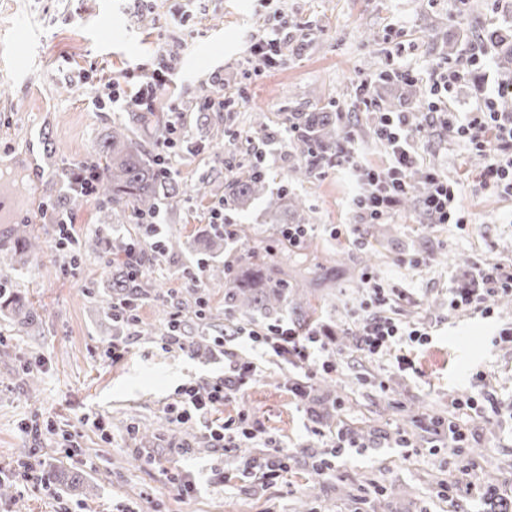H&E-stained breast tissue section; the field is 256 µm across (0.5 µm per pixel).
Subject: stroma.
I'll list each match as a JSON object with an SVG mask.
<instances>
[{
  "label": "stroma",
  "mask_w": 512,
  "mask_h": 512,
  "mask_svg": "<svg viewBox=\"0 0 512 512\" xmlns=\"http://www.w3.org/2000/svg\"><path fill=\"white\" fill-rule=\"evenodd\" d=\"M180 17V29L168 25ZM287 22L291 51L277 68L247 76L249 35ZM512 28V0H0V170L24 179L21 198L7 201L9 222L31 224L45 241L43 253L0 266V283L25 297L38 313V328L22 332L0 316V468L35 461L81 475L91 491L70 496L37 481L10 480L0 512H489L486 500L447 498L442 484L468 468L481 485L512 496V343L492 346L493 334L512 328V297H492L491 317L452 311L453 288H474L478 260L512 265V195L478 184L479 159L462 143L429 129L417 141L424 167L457 182L463 223L430 224L421 210L398 205L383 224L360 226L357 176L328 166L312 177L294 176L297 144L288 118L322 108L350 131L363 165L379 168L384 146L371 129L373 113L389 109L424 117L414 101H400L394 84H376L362 99L360 79L408 63L444 64L481 44L485 26ZM175 59L172 98L163 100L159 127L143 126L122 103H97L92 85L154 69L155 49ZM241 93L231 111L203 113L200 99L213 77ZM497 65L477 72L456 93L455 107L469 112L501 83ZM264 128L246 141L255 119ZM123 123L149 154L169 125L181 138L168 155L175 180L202 186L204 199L164 200L157 217L160 238L177 237L181 249L150 259L144 281L166 303L139 301L144 333L129 336L100 307L110 256L97 239L104 227L129 238L138 225H109L101 199L67 202L64 169L93 156L113 123ZM261 156L268 174L264 196L240 211L225 210L234 239L212 255L202 234L212 203L239 164ZM300 198L309 234L300 249L282 248L267 209L280 192ZM67 206L76 238L55 244L45 206ZM341 236H334V227ZM274 255L280 277L307 288L318 321L333 337L322 358L305 368L262 357L236 328L264 326L224 303L226 285L201 280L212 313L213 335L224 343L191 353L164 344L168 308L188 299L185 272L218 261L237 264L247 252ZM419 265H412V258ZM379 277L400 297L390 313L425 328L427 342L411 346L414 366L398 369L390 357L369 358L348 332L351 308L367 298L365 274ZM128 340L118 363L105 355L114 340ZM235 355L259 366L255 379L217 413L241 412L260 423L259 440H271L290 456L276 484L260 487L242 475L238 456H225L203 424L192 431L194 450L182 447L183 429L172 425L160 439L129 435L126 424L150 425L167 417L177 388L220 375ZM335 366L319 374L322 360ZM304 383L306 394L291 388ZM488 389L495 408L472 415L473 453L455 456L436 447L425 418L447 414L456 399ZM52 420L77 434L79 447L65 452L56 438L24 434L22 420ZM109 423L101 439L95 420ZM346 428L360 445L345 449L336 471L318 475L312 455L326 448L327 432ZM413 439L399 448V432ZM195 485L181 496L174 475Z\"/></svg>",
  "instance_id": "stroma-1"
}]
</instances>
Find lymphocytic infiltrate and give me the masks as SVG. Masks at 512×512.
Returning a JSON list of instances; mask_svg holds the SVG:
<instances>
[{
  "label": "lymphocytic infiltrate",
  "mask_w": 512,
  "mask_h": 512,
  "mask_svg": "<svg viewBox=\"0 0 512 512\" xmlns=\"http://www.w3.org/2000/svg\"><path fill=\"white\" fill-rule=\"evenodd\" d=\"M284 39L283 29L277 28L261 35L251 36L247 43V62L254 74L276 67L279 63L280 45ZM492 53L480 48L469 55L449 62L448 66L433 65L425 72H417L399 66L379 77L361 80L359 89L369 92L376 79H406L424 83L427 87L428 123H421L416 116L405 112L378 113L373 133L384 143L389 156L387 166L380 170L363 167L354 152H341L336 163L358 170L362 190L357 197L361 223L378 224L390 218L400 198L411 190V177L418 166L417 139L425 125L435 128L454 140L462 142L480 158L479 179L499 191L512 194V113L501 111L498 95L483 98L468 113L459 112L453 105L458 87L479 70L487 67ZM177 70L174 60L162 61L158 68L143 81L123 88L126 106L136 112L154 111L161 95L168 90ZM430 184L429 194L422 200L421 208L432 224H458L462 218L458 206V191L455 183L438 170H425ZM483 291L464 290L451 293L448 306L451 310L484 311L487 298L512 297V270L507 271L497 263L482 261L477 266ZM368 296L360 309L352 312L351 334L356 346L363 354L376 356L391 351L404 342H423L426 332L402 324L386 312L392 302L381 284L373 276H366ZM250 338L262 345L273 356L292 364L303 363L325 350L323 332L314 328L299 332L296 328L277 322L258 330H250ZM256 376V366L251 362L230 361L223 377L203 383L191 381L181 386L179 398L170 408V420L184 425L201 421L213 411L234 398ZM492 393L478 391L475 395L455 400L454 414L425 419L426 428L441 436L442 445L450 454H460L471 433L468 419L470 410L479 403L494 404ZM259 431L256 419L241 412L217 423L211 428L209 437L225 453H232L242 442L254 441Z\"/></svg>",
  "instance_id": "obj_1"
}]
</instances>
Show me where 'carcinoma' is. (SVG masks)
<instances>
[{"label":"carcinoma","instance_id":"obj_1","mask_svg":"<svg viewBox=\"0 0 512 512\" xmlns=\"http://www.w3.org/2000/svg\"><path fill=\"white\" fill-rule=\"evenodd\" d=\"M484 41L492 49L503 82L512 83V31L491 27L485 31ZM288 124L294 129L300 144L298 164L293 174L308 178L330 165L340 149L336 116L331 112H310L304 116H291ZM97 194L103 197L108 209L125 223H137L156 214L158 202L177 195L188 196L200 193V188L179 185L172 177L161 174L157 158L148 155L142 145L131 138L126 126L112 125L96 151ZM267 191L266 174L257 162L239 167V172L225 186L224 204L230 208L243 209ZM303 203L288 200V205L273 201L267 213L271 224L302 223L299 213ZM11 239L21 252L38 254L43 246L40 237L25 224L11 229ZM140 245V238H130L108 243L112 255V274L103 302L132 300L146 294L141 276L133 272L126 261V254ZM213 281H227L224 300L243 314L260 312L273 320L278 319L288 303L294 304L298 323H310L315 308L299 286L273 275V266L263 262H248L236 268L213 266L208 270ZM0 311L13 316L22 329L33 326L37 315L21 297L11 291L0 289ZM42 479L49 484H58L71 492L87 494L80 486L77 475L65 469L45 470Z\"/></svg>","mask_w":512,"mask_h":512}]
</instances>
